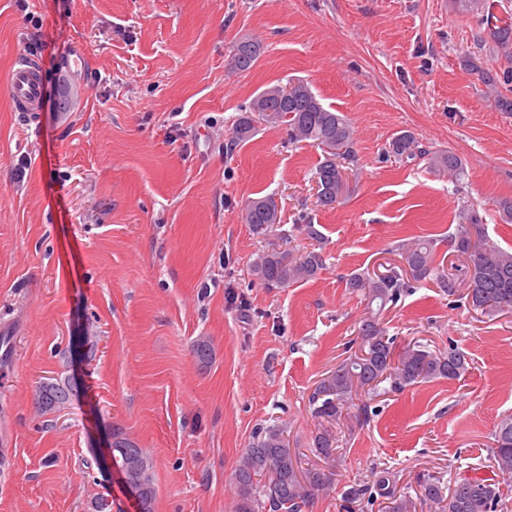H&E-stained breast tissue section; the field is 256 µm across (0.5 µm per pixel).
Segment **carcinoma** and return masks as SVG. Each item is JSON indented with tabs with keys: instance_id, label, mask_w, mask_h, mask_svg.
Segmentation results:
<instances>
[{
	"instance_id": "obj_1",
	"label": "carcinoma",
	"mask_w": 512,
	"mask_h": 512,
	"mask_svg": "<svg viewBox=\"0 0 512 512\" xmlns=\"http://www.w3.org/2000/svg\"><path fill=\"white\" fill-rule=\"evenodd\" d=\"M462 13H490L489 0H453ZM477 52L461 56L463 68L478 75L502 112H512V98L498 91L497 84L512 83V70L496 79L490 75L486 60L496 55H512V20L496 19L474 36ZM259 42L243 38L232 50L233 67L250 70L261 55ZM288 95H283V90ZM284 125L294 140H309L323 152L315 182L317 199L323 207L340 203L349 192V175L345 164L355 158V139L347 116L325 106L311 87L299 80L288 87L273 86L263 90L249 110L237 120L229 134V143L236 146L247 140L255 130L254 122ZM388 157L398 161L426 159L431 168L453 179L461 175V159L450 151H434L419 147L408 132L394 136L386 148ZM245 221L257 233L279 223L278 209L270 198L252 201L245 210ZM449 247L465 257L466 273L462 289L452 279L440 278L448 295L461 293L467 304L493 316L512 310V252L491 243L481 218L473 210L462 213L461 222L448 240ZM398 250L406 270L390 268L378 275L355 273L347 280V288L362 295L365 313L359 322L357 350L321 378L309 398L311 416L316 421L311 453L315 460L297 448L290 447L288 428L273 424L255 430L234 471L236 487L234 512H302L318 493H327L336 482L341 452L338 448L340 422L351 416L368 419L370 406L356 403L359 396H377L381 385L400 392L419 382L443 379L453 381L468 370L465 355L454 349L441 351L417 341L397 344L387 333L381 317L402 295L437 271L436 249L431 239L404 240ZM321 252L310 250L290 258L276 250H263L253 259L255 276L268 286L288 287L315 278L323 269ZM77 392L76 383L66 378L45 382L38 387L35 404L42 411H51L66 404ZM356 414H351V410ZM129 448L137 455V463L122 468L124 484L135 494L141 512H154L156 487L153 463L144 449L118 428L112 429V452ZM491 474L474 473L443 484L442 477L429 475L417 481L413 492L398 489L396 475L387 468L374 474L373 480L351 487L345 498L378 504L380 512H417L429 508L434 512H497L501 498V478H512V415L503 417L494 431Z\"/></svg>"
}]
</instances>
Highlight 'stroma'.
I'll use <instances>...</instances> for the list:
<instances>
[{"label":"stroma","instance_id":"obj_1","mask_svg":"<svg viewBox=\"0 0 512 512\" xmlns=\"http://www.w3.org/2000/svg\"><path fill=\"white\" fill-rule=\"evenodd\" d=\"M480 26L451 0H0V433L12 437L0 512H86L98 497L139 512L102 464L116 428L153 458L155 512H233L232 475L256 428L287 425L291 446H309V396L365 312L351 274L403 266L400 242L426 237L464 278L448 237L466 207L512 250L498 212L512 199V113L460 64ZM244 37L263 52L239 72ZM42 42L43 104L28 121L6 77L23 44ZM76 44L86 67L70 73L62 54ZM297 79L354 129L350 190L332 208L316 203V145L262 121L227 145L261 90ZM404 131L461 158V177L386 157ZM261 197L280 217L264 235L243 221ZM271 249H316L325 267L272 288L251 272ZM382 322L400 342L457 347L470 368L370 400L367 422L341 428L335 492L303 512H378L341 492L380 468L403 485L487 470L512 414V311L484 316L432 275ZM78 333L93 359L72 356ZM201 337L205 366L192 350ZM64 377L77 394L38 410L36 385Z\"/></svg>","mask_w":512,"mask_h":512}]
</instances>
